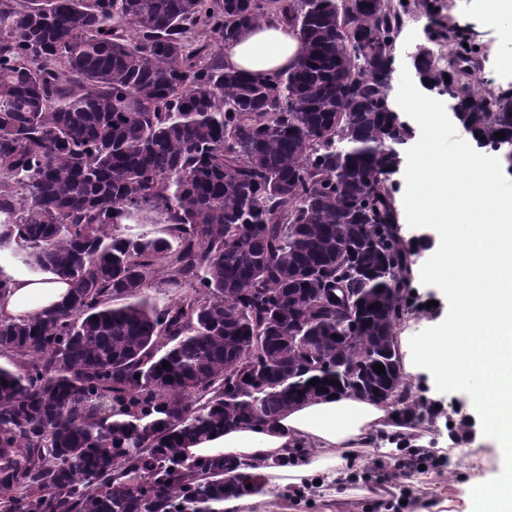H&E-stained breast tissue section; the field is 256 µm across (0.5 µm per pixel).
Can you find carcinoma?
Returning a JSON list of instances; mask_svg holds the SVG:
<instances>
[{
  "label": "carcinoma",
  "mask_w": 512,
  "mask_h": 512,
  "mask_svg": "<svg viewBox=\"0 0 512 512\" xmlns=\"http://www.w3.org/2000/svg\"><path fill=\"white\" fill-rule=\"evenodd\" d=\"M415 9L449 48L414 61L425 89L512 152V91L479 87L437 0H0V246L70 288L0 319V512H211L257 477L185 448L328 393L442 416L395 342L429 312L393 180ZM271 19L296 66L224 67L216 42ZM143 223L162 235L122 231ZM425 25L426 19L424 17L416 15L407 17L397 39V61L393 74V93L396 99L405 94L412 81V64L406 59L405 54L408 51H414L417 45L426 44L433 52L435 64L441 69H448V42L444 40L434 43L428 42ZM419 48L420 45L416 47L414 52L408 53L407 56L412 60Z\"/></svg>",
  "instance_id": "1"
}]
</instances>
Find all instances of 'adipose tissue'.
<instances>
[{
  "mask_svg": "<svg viewBox=\"0 0 512 512\" xmlns=\"http://www.w3.org/2000/svg\"><path fill=\"white\" fill-rule=\"evenodd\" d=\"M299 52L294 32L279 22L261 23L221 49L225 66L253 73L288 69ZM457 159L470 176L454 183L447 159L416 158L408 205L413 219L438 228L426 279L444 287L453 272L464 277L468 289L459 296L457 314L436 335L401 337V367L443 389L476 379L479 388L458 421L490 432L501 463L512 468V198L495 190L508 164L500 154L481 151L470 132ZM68 294L67 284L53 276L12 273L0 296V317L30 318L61 305ZM395 412L389 403L351 392L315 398L292 405L274 422L225 429L188 453L221 455L257 474L253 492L226 497L219 505L220 512H249L275 487L335 492L366 465V451L388 454L416 435L433 434V424H412ZM460 500L474 512H512V482L484 478L462 487L449 482L443 507L451 512Z\"/></svg>",
  "mask_w": 512,
  "mask_h": 512,
  "instance_id": "obj_1",
  "label": "adipose tissue"
}]
</instances>
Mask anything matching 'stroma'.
<instances>
[{
    "instance_id": "obj_1",
    "label": "stroma",
    "mask_w": 512,
    "mask_h": 512,
    "mask_svg": "<svg viewBox=\"0 0 512 512\" xmlns=\"http://www.w3.org/2000/svg\"><path fill=\"white\" fill-rule=\"evenodd\" d=\"M447 7L452 23L467 26L478 35L482 45V57L479 62L478 75L484 88L494 92L512 89V72L501 66L504 56L512 54V17L504 18L497 26L484 24L477 12L475 0H438ZM426 20L421 16L407 17L401 34L397 39L396 65L393 74V93L403 95L412 81V65L407 58L408 52L417 45L429 44L434 61L439 68L448 66V43L444 40L428 42L425 33ZM406 121L414 130L413 138L405 147L406 161H413L420 151L431 149L450 157L458 152L462 126L449 124L448 131L440 136H432L427 118L420 112H409ZM431 260L430 253H422L413 266V278L420 281L421 292L425 295H442L439 311L432 316H414L404 322L401 333L408 336H429L446 320L457 312L455 294H440L436 284L423 281L422 274ZM472 443L487 453L486 462H472L458 456L455 452L456 441L442 432H435L423 453L411 455L409 449L382 454L369 453V462L365 469L354 472L349 480L351 488H381L389 491L390 512H411L412 502H439L441 496L437 490L438 483L454 479L457 483H467L483 477L496 475L500 471V462L493 454V440L489 433H478ZM271 503H259L253 512H325L327 505L317 490L308 488L295 490L291 487H278L272 490Z\"/></svg>"
}]
</instances>
